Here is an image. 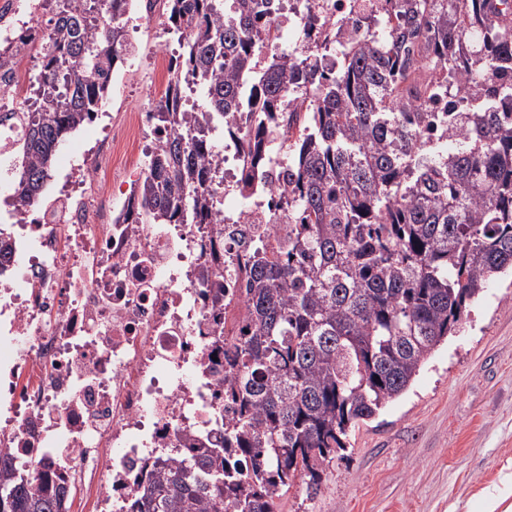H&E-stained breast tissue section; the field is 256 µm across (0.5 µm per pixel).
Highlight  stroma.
I'll use <instances>...</instances> for the list:
<instances>
[{"mask_svg":"<svg viewBox=\"0 0 512 512\" xmlns=\"http://www.w3.org/2000/svg\"><path fill=\"white\" fill-rule=\"evenodd\" d=\"M163 9L131 33L134 50L117 65L104 107L123 137L112 157V204L151 151L150 129L129 115L164 93L159 59L180 52ZM512 461V275H498L471 303L459 332L425 363L409 390L349 436L316 496L292 487L278 512H483L480 493Z\"/></svg>","mask_w":512,"mask_h":512,"instance_id":"1","label":"stroma"}]
</instances>
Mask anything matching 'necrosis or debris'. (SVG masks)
<instances>
[{"mask_svg":"<svg viewBox=\"0 0 512 512\" xmlns=\"http://www.w3.org/2000/svg\"><path fill=\"white\" fill-rule=\"evenodd\" d=\"M40 0H0V96L25 93L37 74L24 44ZM112 129L90 150L70 143L71 176L27 214L0 212L10 248L0 257V451L12 462H49L54 478L83 489L85 512H126L151 455L178 459L190 439L219 447L212 421L226 409L224 341L243 304L230 260L251 242L283 235L277 151L270 188L246 181L251 158L225 136L224 181L243 200L212 224H119L112 212Z\"/></svg>","mask_w":512,"mask_h":512,"instance_id":"necrosis-or-debris-1","label":"necrosis or debris"}]
</instances>
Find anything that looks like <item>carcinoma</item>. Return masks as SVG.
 Returning a JSON list of instances; mask_svg holds the SVG:
<instances>
[{
	"label": "carcinoma",
	"instance_id": "1",
	"mask_svg": "<svg viewBox=\"0 0 512 512\" xmlns=\"http://www.w3.org/2000/svg\"><path fill=\"white\" fill-rule=\"evenodd\" d=\"M53 2L31 96L0 113L21 124L18 210L132 51V0ZM298 2L300 49L260 65L282 0H167L182 53L151 110L167 137L123 222L221 225L217 131L257 159L282 140L291 212L287 239L254 243L235 270L245 316L224 348V447L157 456L127 512H277L298 480L318 494L350 429L405 394L512 271V0H352L348 43ZM64 499L0 454V512H66Z\"/></svg>",
	"mask_w": 512,
	"mask_h": 512
}]
</instances>
